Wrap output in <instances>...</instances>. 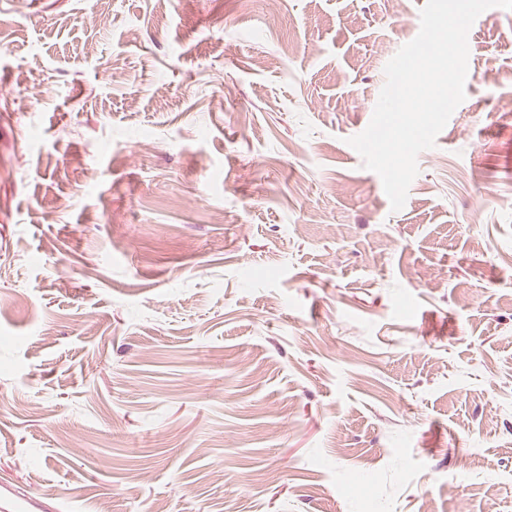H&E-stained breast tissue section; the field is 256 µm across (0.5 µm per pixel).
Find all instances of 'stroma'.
<instances>
[{
  "label": "stroma",
  "instance_id": "obj_1",
  "mask_svg": "<svg viewBox=\"0 0 512 512\" xmlns=\"http://www.w3.org/2000/svg\"><path fill=\"white\" fill-rule=\"evenodd\" d=\"M425 4L0 0V482L512 512V10L401 210L348 143Z\"/></svg>",
  "mask_w": 512,
  "mask_h": 512
}]
</instances>
